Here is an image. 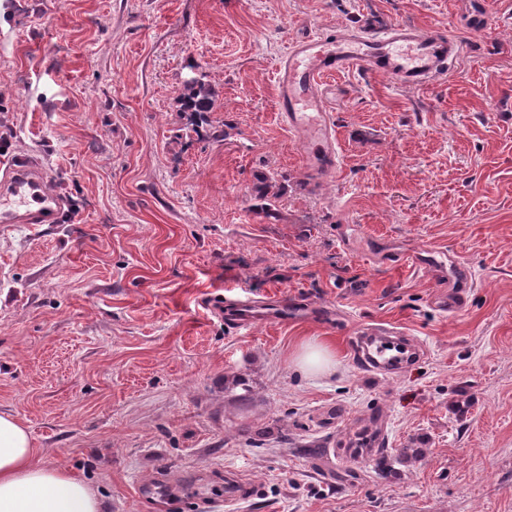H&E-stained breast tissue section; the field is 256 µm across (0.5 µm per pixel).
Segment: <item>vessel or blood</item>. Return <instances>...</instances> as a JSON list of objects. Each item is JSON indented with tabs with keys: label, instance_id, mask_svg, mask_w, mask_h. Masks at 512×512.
Returning <instances> with one entry per match:
<instances>
[{
	"label": "vessel or blood",
	"instance_id": "obj_1",
	"mask_svg": "<svg viewBox=\"0 0 512 512\" xmlns=\"http://www.w3.org/2000/svg\"><path fill=\"white\" fill-rule=\"evenodd\" d=\"M461 52L460 41L447 29L400 23L380 31L300 38L292 41L276 69L279 116L299 136L313 169H335L336 138L320 89L325 78L357 69L420 88L444 75ZM0 177L16 188L14 197L0 200V224L59 223L64 203L45 191V170L19 157ZM289 312L285 301L247 298L234 300L226 316L229 324L251 325L287 319ZM350 348L366 370L382 375L406 370L418 352L417 345L395 329L373 325L359 328Z\"/></svg>",
	"mask_w": 512,
	"mask_h": 512
}]
</instances>
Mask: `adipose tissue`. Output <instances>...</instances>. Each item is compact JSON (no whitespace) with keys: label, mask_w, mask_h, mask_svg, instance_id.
I'll return each mask as SVG.
<instances>
[{"label":"adipose tissue","mask_w":512,"mask_h":512,"mask_svg":"<svg viewBox=\"0 0 512 512\" xmlns=\"http://www.w3.org/2000/svg\"><path fill=\"white\" fill-rule=\"evenodd\" d=\"M80 477L39 465L24 425L0 414V512H102Z\"/></svg>","instance_id":"ef3b65f1"}]
</instances>
